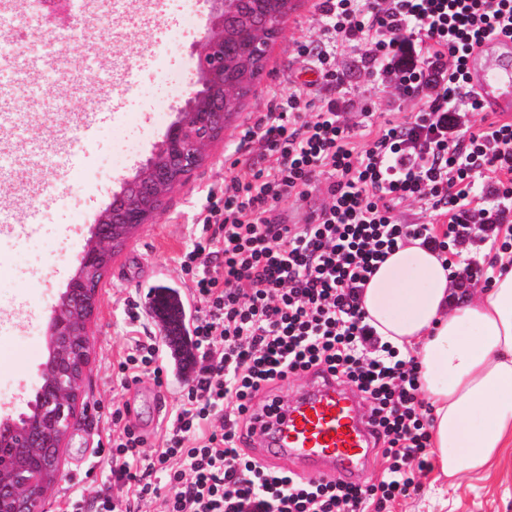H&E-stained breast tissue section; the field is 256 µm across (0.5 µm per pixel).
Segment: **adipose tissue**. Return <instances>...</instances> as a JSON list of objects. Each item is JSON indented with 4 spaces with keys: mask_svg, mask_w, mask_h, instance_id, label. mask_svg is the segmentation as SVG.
<instances>
[{
    "mask_svg": "<svg viewBox=\"0 0 512 512\" xmlns=\"http://www.w3.org/2000/svg\"><path fill=\"white\" fill-rule=\"evenodd\" d=\"M448 285L442 258L412 239L387 257L361 296L380 336L420 346L431 452L447 478L481 470L512 446V263L458 306L448 304Z\"/></svg>",
    "mask_w": 512,
    "mask_h": 512,
    "instance_id": "obj_1",
    "label": "adipose tissue"
}]
</instances>
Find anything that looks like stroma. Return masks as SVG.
Wrapping results in <instances>:
<instances>
[{
  "mask_svg": "<svg viewBox=\"0 0 512 512\" xmlns=\"http://www.w3.org/2000/svg\"><path fill=\"white\" fill-rule=\"evenodd\" d=\"M316 0H300L296 12L285 22L273 42L262 79L251 89L232 126L211 144L206 162L189 181L168 195L153 223L143 226L113 258L98 291V302L90 322L93 357L83 382V403L75 415L71 432L61 450V469L50 487L45 512H66L69 496L112 497L121 500L124 487L115 485L106 460L111 453L108 438L112 433L111 411L116 402H136L141 408L138 426L147 436V450L161 444V430L153 429L152 377L122 387L117 363L131 343L128 302L140 298L142 289L160 283L182 288L190 280L180 266V257L201 232L200 213L206 205L211 185L243 173L256 161L258 142L244 138L258 113L266 111L273 96L287 93L289 81L307 86V99L319 106L336 99L346 123L360 121L362 113L372 115L374 123L400 120L415 111L418 100L397 89L385 74H374L365 62L363 46L343 45L336 51V67L342 82L332 88L310 82V71L298 55L301 43L315 38L323 27L315 8ZM68 22L45 17L31 6L0 15V28L9 30L0 39V56L28 54L37 39L47 35L62 40L71 67L82 75L81 87L56 80L49 72L32 77L27 100L45 97L63 101L64 111L39 120L33 128L16 133L8 141L4 175L0 176V206L16 211L36 208L37 212L63 208L67 214L60 224H37L22 241L5 237L0 245L12 252L6 273L0 274V319L14 318L20 304L37 307L48 297H59L75 269L82 250L100 212L111 203L124 179L155 152L167 127L184 107L196 80L199 45L204 31L201 12L176 16L164 6L154 8L149 27H125L111 39L108 53H84L81 43L71 38L70 23L83 19L79 0L67 6ZM175 60L183 71L180 84L169 93L166 112H117L96 134L97 141H119L134 133L138 151L122 159L105 185L94 181L88 164L68 166L64 159L30 162L32 143L46 144L74 113L96 103L110 80L123 78L137 83L161 61ZM502 236L487 225H475L464 237L451 241L455 262L474 268V287H486L490 272L501 253ZM47 325L0 337V413L18 415L26 411V400L13 393L20 381L35 376L47 354ZM419 487L409 496L389 506L390 512H512V447L502 461L488 469L461 478L442 477L439 469L419 475Z\"/></svg>",
  "mask_w": 512,
  "mask_h": 512,
  "instance_id": "obj_1",
  "label": "stroma"
}]
</instances>
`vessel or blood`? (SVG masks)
I'll return each mask as SVG.
<instances>
[{
    "label": "vessel or blood",
    "instance_id": "vessel-or-blood-1",
    "mask_svg": "<svg viewBox=\"0 0 512 512\" xmlns=\"http://www.w3.org/2000/svg\"><path fill=\"white\" fill-rule=\"evenodd\" d=\"M467 89L485 111L512 121V39H487L469 57ZM142 308L163 335L158 359L171 383L195 373L196 350L188 340L195 311L189 290L169 294L146 290ZM262 436L256 454L266 467L288 466L302 479H339L358 483L375 449L366 407L355 390L330 374L312 375L308 386L279 404L258 423Z\"/></svg>",
    "mask_w": 512,
    "mask_h": 512
}]
</instances>
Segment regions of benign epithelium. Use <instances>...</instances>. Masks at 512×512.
I'll use <instances>...</instances> for the list:
<instances>
[{"mask_svg": "<svg viewBox=\"0 0 512 512\" xmlns=\"http://www.w3.org/2000/svg\"><path fill=\"white\" fill-rule=\"evenodd\" d=\"M294 2L279 0L280 14L242 29L238 0H217L215 20L202 38L198 55V89L168 127L155 154L100 213L76 258L65 292L53 307L47 362L39 368L40 403H29L28 412L21 414L25 424L20 427L11 416L0 419V437L20 451L18 457L0 456V502L10 503L12 512H44L46 493L60 469V448L82 398L81 385L91 356L88 323L108 261L140 227L153 223L164 198L180 185L174 175L185 178L202 165L209 145L231 123L234 113L230 108L242 100L244 85L224 80L229 35L237 33L238 57L256 65L254 77H259L270 44Z\"/></svg>", "mask_w": 512, "mask_h": 512, "instance_id": "obj_1", "label": "benign epithelium"}]
</instances>
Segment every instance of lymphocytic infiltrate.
I'll use <instances>...</instances> for the list:
<instances>
[{
	"mask_svg": "<svg viewBox=\"0 0 512 512\" xmlns=\"http://www.w3.org/2000/svg\"><path fill=\"white\" fill-rule=\"evenodd\" d=\"M316 9L323 32L298 54L322 84L339 82L338 45L357 43L372 69L394 73L420 107L356 135L335 100L309 112L294 86L257 117L249 135L273 164L254 162L246 176L209 188L204 234L182 256L205 303L193 330L195 375L150 455L128 407L113 409L109 470L132 496L120 505L101 499L94 512H138L159 478L171 487L164 512H364L369 503L385 512L433 468L419 367L366 323L360 296L408 240L443 255L463 225L493 223L472 172H499L496 190L512 200V123L453 134L459 108L482 109L464 89L468 58L490 36L512 38V0H317ZM324 173L328 202L312 221L268 219L279 203L307 198ZM409 200L445 217V229L397 223L395 208ZM157 352L155 337L135 338L118 363L122 383L144 375L162 383ZM316 370L367 402L386 463L379 482L305 481L265 468L243 448L244 432L280 403L278 383Z\"/></svg>",
	"mask_w": 512,
	"mask_h": 512,
	"instance_id": "f902f5d3",
	"label": "lymphocytic infiltrate"
}]
</instances>
